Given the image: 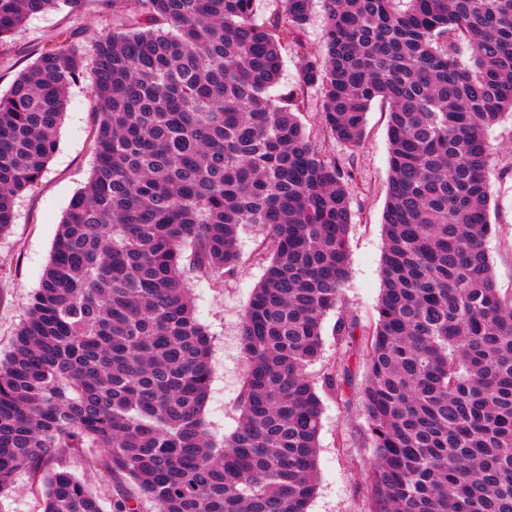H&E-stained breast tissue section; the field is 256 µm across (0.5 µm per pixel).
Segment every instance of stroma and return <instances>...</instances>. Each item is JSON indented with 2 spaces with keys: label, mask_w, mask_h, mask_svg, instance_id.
Wrapping results in <instances>:
<instances>
[{
  "label": "stroma",
  "mask_w": 512,
  "mask_h": 512,
  "mask_svg": "<svg viewBox=\"0 0 512 512\" xmlns=\"http://www.w3.org/2000/svg\"><path fill=\"white\" fill-rule=\"evenodd\" d=\"M112 26V0H85L80 13L50 10L31 16L11 40L0 44V93L56 41L59 31L79 29L82 42ZM318 89L305 90V108L299 118L323 155L354 167L358 187L353 194V223L349 231V273L341 303L324 321L325 345L321 360L310 366L314 380L333 365L348 366L341 394L319 389L322 401L317 457L316 492L308 512H371L366 483L375 454L365 433L368 427L362 403L368 352L362 340L336 341L338 316L356 320L369 329L376 318L382 289L384 252L383 212L389 181L387 104L374 103L367 116L362 146L348 151L323 132ZM95 105L88 81L68 90V106L58 131V148L41 179L16 200L15 221L0 236V356L11 348L33 292L39 287L58 226L71 198L87 184L93 166ZM492 157L488 173L490 222L487 242L496 284L512 292V119L490 128ZM260 238L255 228L240 234L238 276L221 286L193 284L192 298L199 321L211 335L212 380L204 419L216 437L238 427L239 392L245 365L239 324L242 311L263 277V267L252 259ZM0 512H41V485L29 472H18L10 492L0 496Z\"/></svg>",
  "instance_id": "obj_1"
}]
</instances>
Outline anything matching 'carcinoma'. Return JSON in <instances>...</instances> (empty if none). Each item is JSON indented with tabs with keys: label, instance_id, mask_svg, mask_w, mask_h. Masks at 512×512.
Segmentation results:
<instances>
[{
	"label": "carcinoma",
	"instance_id": "obj_1",
	"mask_svg": "<svg viewBox=\"0 0 512 512\" xmlns=\"http://www.w3.org/2000/svg\"><path fill=\"white\" fill-rule=\"evenodd\" d=\"M85 0H0V42ZM112 0L85 48L64 30L0 95V235L91 78L95 161L0 360V495L28 470L42 512H308L322 403L307 368L348 276L353 168L322 155L275 95L283 53L322 95L323 128L361 146L390 107L383 288L363 403L373 512H512V293L496 286L489 128L512 117V0ZM265 231L240 323L241 420L205 428L211 337L188 276L222 284L240 233ZM357 323L341 317L337 341ZM62 452L95 473L99 490ZM117 487L105 498L102 489ZM324 19L319 4H316L307 24L303 27L300 37L313 49H322V30Z\"/></svg>",
	"mask_w": 512,
	"mask_h": 512
}]
</instances>
